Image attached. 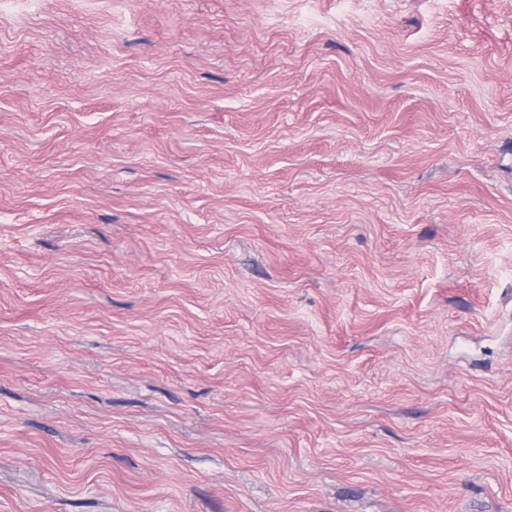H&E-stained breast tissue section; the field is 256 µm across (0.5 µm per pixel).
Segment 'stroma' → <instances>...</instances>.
<instances>
[{
    "label": "stroma",
    "mask_w": 512,
    "mask_h": 512,
    "mask_svg": "<svg viewBox=\"0 0 512 512\" xmlns=\"http://www.w3.org/2000/svg\"><path fill=\"white\" fill-rule=\"evenodd\" d=\"M0 512H512V0H0Z\"/></svg>",
    "instance_id": "obj_1"
}]
</instances>
